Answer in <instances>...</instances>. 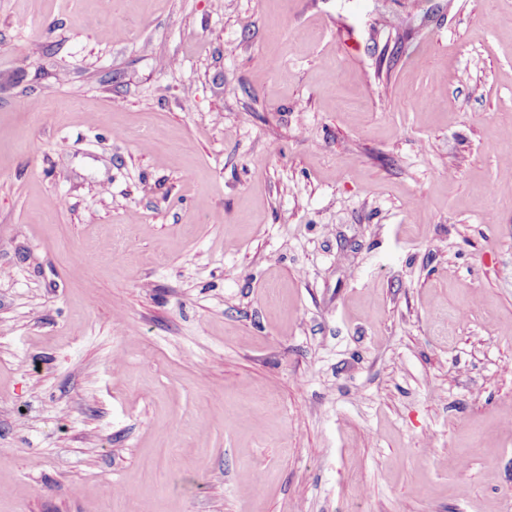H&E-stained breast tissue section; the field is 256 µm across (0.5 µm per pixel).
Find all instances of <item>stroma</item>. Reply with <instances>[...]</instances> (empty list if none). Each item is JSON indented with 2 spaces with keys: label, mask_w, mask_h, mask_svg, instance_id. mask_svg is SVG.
I'll list each match as a JSON object with an SVG mask.
<instances>
[{
  "label": "stroma",
  "mask_w": 512,
  "mask_h": 512,
  "mask_svg": "<svg viewBox=\"0 0 512 512\" xmlns=\"http://www.w3.org/2000/svg\"><path fill=\"white\" fill-rule=\"evenodd\" d=\"M509 156L512 0H0V512H512Z\"/></svg>",
  "instance_id": "stroma-1"
}]
</instances>
